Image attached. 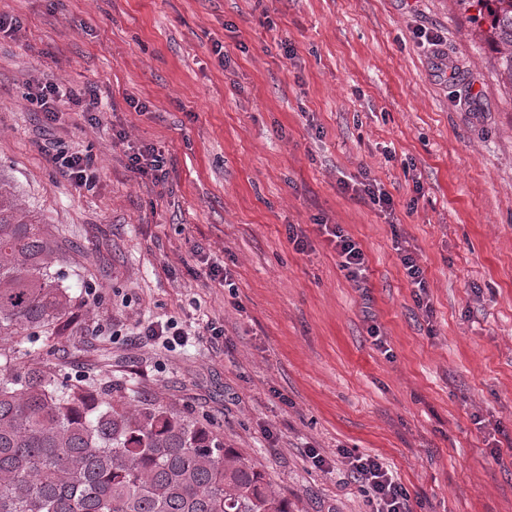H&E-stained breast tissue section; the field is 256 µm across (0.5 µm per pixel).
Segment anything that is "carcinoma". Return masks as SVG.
<instances>
[{"mask_svg":"<svg viewBox=\"0 0 512 512\" xmlns=\"http://www.w3.org/2000/svg\"><path fill=\"white\" fill-rule=\"evenodd\" d=\"M463 2L487 9L512 78V0ZM19 211L0 175V336L47 339L75 321V300L52 272L58 240ZM27 354L0 356V512H290L214 428L114 403L49 358L27 366Z\"/></svg>","mask_w":512,"mask_h":512,"instance_id":"cac0c4a2","label":"carcinoma"}]
</instances>
